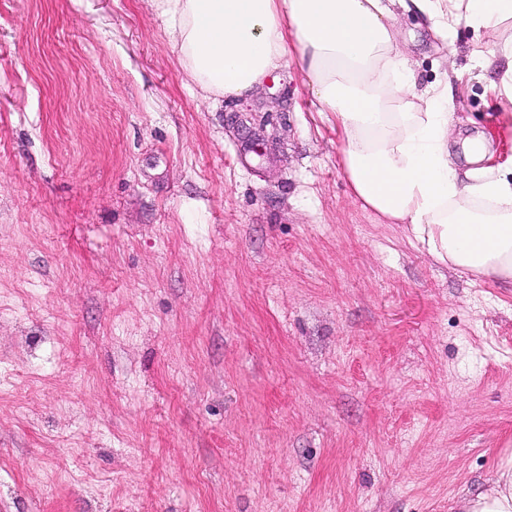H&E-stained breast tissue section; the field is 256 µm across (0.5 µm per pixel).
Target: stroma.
I'll list each match as a JSON object with an SVG mask.
<instances>
[{"label":"stroma","instance_id":"obj_1","mask_svg":"<svg viewBox=\"0 0 512 512\" xmlns=\"http://www.w3.org/2000/svg\"><path fill=\"white\" fill-rule=\"evenodd\" d=\"M451 150L512 100L414 13ZM260 135L264 154L246 152ZM295 57L247 97L154 0H0V512H457L512 458V282L355 197Z\"/></svg>","mask_w":512,"mask_h":512}]
</instances>
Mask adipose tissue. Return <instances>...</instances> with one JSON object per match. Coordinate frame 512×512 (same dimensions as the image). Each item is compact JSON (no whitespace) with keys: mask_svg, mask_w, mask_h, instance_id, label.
Instances as JSON below:
<instances>
[{"mask_svg":"<svg viewBox=\"0 0 512 512\" xmlns=\"http://www.w3.org/2000/svg\"><path fill=\"white\" fill-rule=\"evenodd\" d=\"M441 37L459 26L492 37L474 65L502 63L512 99V0H399ZM195 80L249 95L296 55L336 121L353 192L384 224H402L438 263L512 282V170H460L449 146L452 102L418 89L387 0H158Z\"/></svg>","mask_w":512,"mask_h":512,"instance_id":"adipose-tissue-1","label":"adipose tissue"}]
</instances>
